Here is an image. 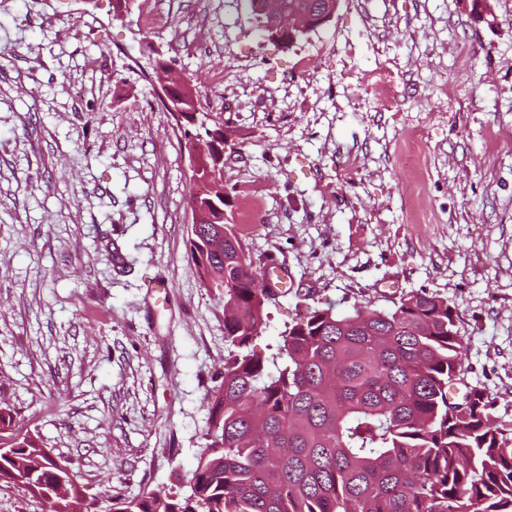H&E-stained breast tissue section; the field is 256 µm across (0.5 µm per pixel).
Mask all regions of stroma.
I'll list each match as a JSON object with an SVG mask.
<instances>
[{
    "label": "stroma",
    "instance_id": "1",
    "mask_svg": "<svg viewBox=\"0 0 512 512\" xmlns=\"http://www.w3.org/2000/svg\"><path fill=\"white\" fill-rule=\"evenodd\" d=\"M0 0V411L88 493L169 491L204 448L224 297L189 252L190 145L161 98L176 70L229 132L224 200L309 306L447 298L464 380L512 428V0H339L288 46L245 0ZM154 13L146 23L145 13ZM386 86H376L378 66ZM356 159L359 173L341 172ZM165 283V297L148 284Z\"/></svg>",
    "mask_w": 512,
    "mask_h": 512
}]
</instances>
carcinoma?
<instances>
[{
  "label": "carcinoma",
  "instance_id": "1",
  "mask_svg": "<svg viewBox=\"0 0 512 512\" xmlns=\"http://www.w3.org/2000/svg\"><path fill=\"white\" fill-rule=\"evenodd\" d=\"M314 15L322 0H282ZM184 137L224 150L215 129ZM191 227L203 285L224 295L227 355L206 445L168 495H88L32 436L0 435V484L50 512H512V432L477 386L462 394L457 316L437 293L339 314L313 306L285 326L276 352L249 350L277 289L264 286L232 224Z\"/></svg>",
  "mask_w": 512,
  "mask_h": 512
}]
</instances>
